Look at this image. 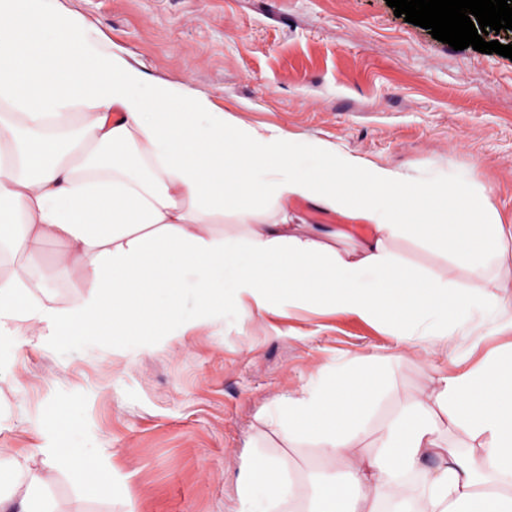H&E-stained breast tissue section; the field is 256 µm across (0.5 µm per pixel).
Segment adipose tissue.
I'll use <instances>...</instances> for the list:
<instances>
[{"instance_id": "ef3b65f1", "label": "adipose tissue", "mask_w": 512, "mask_h": 512, "mask_svg": "<svg viewBox=\"0 0 512 512\" xmlns=\"http://www.w3.org/2000/svg\"><path fill=\"white\" fill-rule=\"evenodd\" d=\"M296 198L365 219L373 233L340 253L327 245L336 230L300 233L258 210ZM228 209L239 229L216 236L214 220ZM401 237L450 255L483 296L396 259L391 244ZM46 241L58 243L59 267L82 269L92 292L52 308L28 301L24 274L0 282V337L42 349L64 336L146 346L189 291L204 318L228 305L261 313L317 303L389 321L398 343L417 336L432 350L476 305L498 309L489 271L512 259V225L477 181L421 183L321 140L228 122L206 97L148 79L93 42L76 16L45 0H0V242L33 263ZM380 381L374 361L355 362L274 418L283 437L314 439L339 472L320 484L315 512H377L383 501L404 512H512V351L441 377L434 408L390 420L376 452L360 457ZM442 420L481 436L484 454L442 447ZM43 454L92 492H110V469L71 448ZM430 455L438 463L415 488L407 477ZM289 468L285 457L244 458L235 512H285L297 497Z\"/></svg>"}]
</instances>
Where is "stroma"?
<instances>
[{"instance_id": "obj_1", "label": "stroma", "mask_w": 512, "mask_h": 512, "mask_svg": "<svg viewBox=\"0 0 512 512\" xmlns=\"http://www.w3.org/2000/svg\"><path fill=\"white\" fill-rule=\"evenodd\" d=\"M79 16L91 36L124 52L149 77L206 97L233 121L261 131L319 139L423 181L477 179L502 223L512 225V60L453 50L405 22L386 0H49ZM313 231L328 217L336 249L368 237L362 219L292 201ZM398 258L449 285L463 269L430 245L402 238ZM40 261L0 263V278L25 272L32 299L65 306L88 293L81 270ZM501 309L476 312L447 344L398 343L383 321L326 306L270 312L234 309L203 319L184 293L183 336L148 348L94 336L43 351L0 349V453L18 474L52 475L40 498L48 512H233L245 456L285 455L298 504L334 465L314 441L283 440L266 416L353 359L377 361L379 397L358 454L403 410L433 406L437 380L462 373L490 351L512 346V263L497 272ZM47 447L80 448L114 475L106 495L90 492Z\"/></svg>"}]
</instances>
